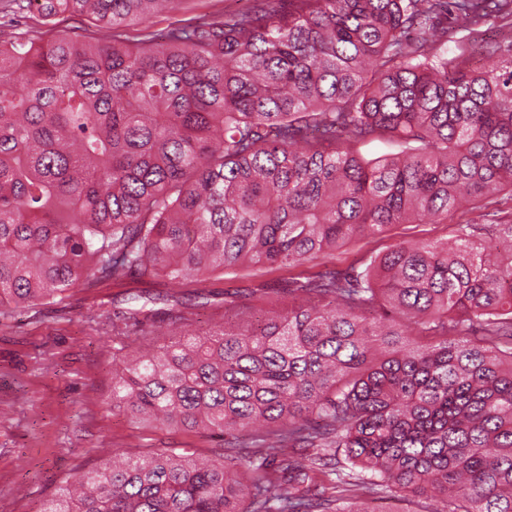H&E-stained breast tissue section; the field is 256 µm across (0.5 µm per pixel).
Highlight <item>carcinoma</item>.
<instances>
[{"label":"carcinoma","mask_w":512,"mask_h":512,"mask_svg":"<svg viewBox=\"0 0 512 512\" xmlns=\"http://www.w3.org/2000/svg\"><path fill=\"white\" fill-rule=\"evenodd\" d=\"M36 2L102 38L0 41V315L134 274L298 267L512 197V44L470 70L441 24L512 21V0H282L137 44L125 28L181 0ZM385 138L390 156L355 149ZM484 217L130 355L112 408L208 430L223 458L117 454L45 512H367L344 502L430 491L433 512H512V218Z\"/></svg>","instance_id":"carcinoma-1"}]
</instances>
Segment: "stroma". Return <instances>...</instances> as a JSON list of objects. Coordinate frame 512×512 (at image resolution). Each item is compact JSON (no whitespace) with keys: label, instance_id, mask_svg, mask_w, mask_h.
<instances>
[{"label":"stroma","instance_id":"obj_1","mask_svg":"<svg viewBox=\"0 0 512 512\" xmlns=\"http://www.w3.org/2000/svg\"><path fill=\"white\" fill-rule=\"evenodd\" d=\"M252 6L253 0H182L176 10L144 17L125 34L135 41L149 31L203 16L222 20ZM96 31L91 20L68 13L46 18L33 8L15 23L0 16V40L25 38L40 44L56 36L92 37ZM480 215L466 206L439 224H396L381 234L353 237L331 254L298 267L249 266L177 288L163 277H131L71 289L62 301L41 305L36 315L15 309L0 320V512H42L65 479L102 466L116 453L188 448L214 460L224 453L221 438L210 433L135 423L112 408V375L122 354L169 341L175 327L169 305H147L127 336L96 331L86 320L89 310L122 313L130 294L173 291L182 301L181 313L190 318V331L212 330L227 320L251 321L287 310L292 299L284 286L291 278L327 268L348 270L401 240H443L456 222ZM260 288L266 292L263 299L225 309V292Z\"/></svg>","mask_w":512,"mask_h":512}]
</instances>
